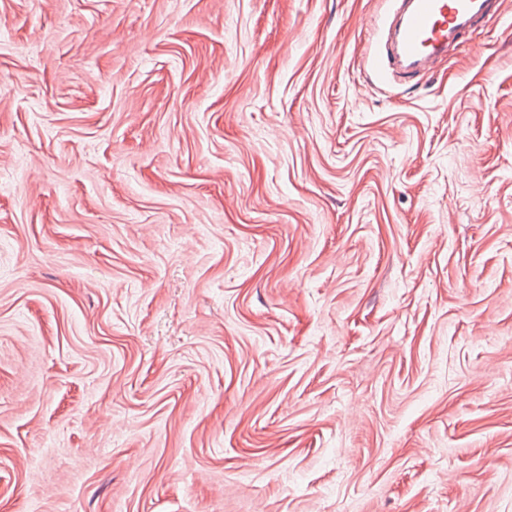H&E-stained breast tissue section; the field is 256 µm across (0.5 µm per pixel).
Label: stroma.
I'll return each mask as SVG.
<instances>
[{
	"instance_id": "1",
	"label": "stroma",
	"mask_w": 512,
	"mask_h": 512,
	"mask_svg": "<svg viewBox=\"0 0 512 512\" xmlns=\"http://www.w3.org/2000/svg\"><path fill=\"white\" fill-rule=\"evenodd\" d=\"M0 0V512H512V6ZM407 6L399 16L394 32V51L378 55L372 65L389 67L402 58L415 66L404 74L432 72L448 47V36L460 33L484 16L492 4L504 9L505 0H405Z\"/></svg>"
}]
</instances>
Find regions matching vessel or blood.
<instances>
[{"mask_svg": "<svg viewBox=\"0 0 512 512\" xmlns=\"http://www.w3.org/2000/svg\"><path fill=\"white\" fill-rule=\"evenodd\" d=\"M394 32V48L376 56V67L404 59L415 71H433L448 47L450 34L461 33L484 16L490 7H504L505 0H406Z\"/></svg>", "mask_w": 512, "mask_h": 512, "instance_id": "1", "label": "vessel or blood"}]
</instances>
